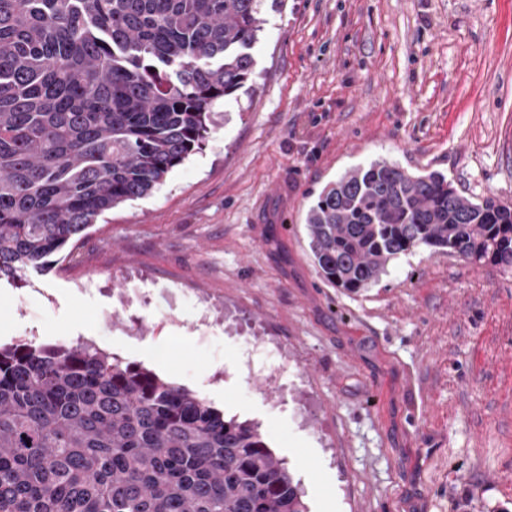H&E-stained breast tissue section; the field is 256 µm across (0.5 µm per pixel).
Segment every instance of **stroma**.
Returning <instances> with one entry per match:
<instances>
[{
  "label": "stroma",
  "instance_id": "obj_1",
  "mask_svg": "<svg viewBox=\"0 0 512 512\" xmlns=\"http://www.w3.org/2000/svg\"><path fill=\"white\" fill-rule=\"evenodd\" d=\"M201 150L68 259L0 279V345L91 343L258 427L309 512H512V270L419 248L348 293L305 217L387 162L512 202V0H279Z\"/></svg>",
  "mask_w": 512,
  "mask_h": 512
}]
</instances>
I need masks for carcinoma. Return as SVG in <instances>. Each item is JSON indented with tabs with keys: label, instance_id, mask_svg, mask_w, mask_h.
I'll use <instances>...</instances> for the list:
<instances>
[{
	"label": "carcinoma",
	"instance_id": "cac0c4a2",
	"mask_svg": "<svg viewBox=\"0 0 512 512\" xmlns=\"http://www.w3.org/2000/svg\"><path fill=\"white\" fill-rule=\"evenodd\" d=\"M265 0H0V278L77 242L200 148L253 74ZM323 280L415 249L512 268V203L438 172H347L309 208ZM0 512H309L257 427L88 345L0 347Z\"/></svg>",
	"mask_w": 512,
	"mask_h": 512
}]
</instances>
